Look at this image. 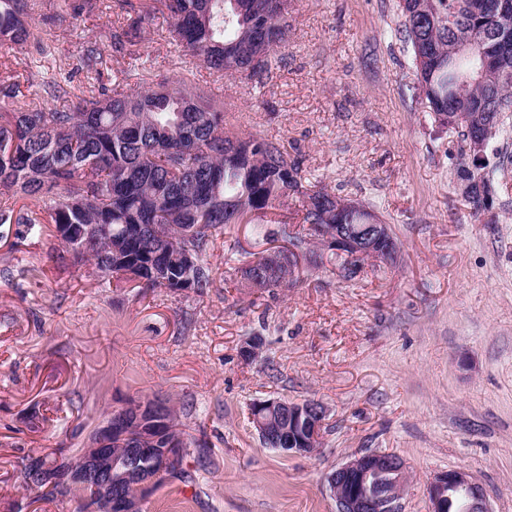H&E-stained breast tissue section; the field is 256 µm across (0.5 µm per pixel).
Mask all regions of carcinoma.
Wrapping results in <instances>:
<instances>
[{
    "mask_svg": "<svg viewBox=\"0 0 512 512\" xmlns=\"http://www.w3.org/2000/svg\"><path fill=\"white\" fill-rule=\"evenodd\" d=\"M286 0H117L126 24L112 34V50L133 54L141 31L156 15L170 38L202 66L225 76L259 80L284 41ZM500 0H400L398 33L410 47L426 106L456 135L457 175L492 194L486 167L470 168L462 143L479 130L456 113L512 112V44L498 39L512 30V13H499ZM27 0H0V44L28 41ZM469 37L476 51L461 53ZM100 52L89 43L82 68L97 71ZM69 95L56 78L43 83L41 99L25 112L0 111V186L34 201L22 210L0 203V224H22L39 236L55 225L67 244L64 225L92 229L72 252L91 262L103 278L145 281L149 288H185L187 257L196 263L192 288L210 287L202 259L228 224H243L291 195L305 197L303 222L311 236L320 224H359L363 208L336 212V194L309 189L301 161L260 135L224 131V112L203 96L164 83L111 94L101 90L66 109L45 106ZM37 499L66 498L85 512L93 494L85 486L65 490L57 483L35 488Z\"/></svg>",
    "mask_w": 512,
    "mask_h": 512,
    "instance_id": "obj_1",
    "label": "carcinoma"
}]
</instances>
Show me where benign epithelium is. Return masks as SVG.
I'll use <instances>...</instances> for the list:
<instances>
[{
	"mask_svg": "<svg viewBox=\"0 0 512 512\" xmlns=\"http://www.w3.org/2000/svg\"><path fill=\"white\" fill-rule=\"evenodd\" d=\"M496 129L490 121L467 139L465 151L472 165L484 164L485 152ZM319 229L321 243L344 261L340 269L343 277L365 260L379 266L388 265L394 256L387 225L373 214L364 217L356 232L346 224L321 225ZM264 257L267 264L282 265L286 271L298 267L297 255L285 262L279 251L273 250ZM130 407L136 412L132 424L126 420ZM130 407L107 415L90 436L79 465L73 466L60 457L27 463L23 476L29 486L35 488L44 481L59 480L77 488L91 485L96 497L88 512H143L151 491L180 469L184 449L173 442L164 448L156 447L167 403L146 399ZM251 416L259 435L288 440L287 453L307 455L319 446L325 411L318 402L266 400L253 406ZM381 477L388 478L390 487L375 492L373 487ZM406 479L403 458L394 453H372L338 467L327 477V482L336 499L337 512H398L400 491ZM459 490L465 492L461 512H490L483 489L460 470L439 473L432 479L430 512H448V501Z\"/></svg>",
	"mask_w": 512,
	"mask_h": 512,
	"instance_id": "7a95c632",
	"label": "benign epithelium"
}]
</instances>
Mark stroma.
Masks as SVG:
<instances>
[{
    "label": "stroma",
    "mask_w": 512,
    "mask_h": 512,
    "mask_svg": "<svg viewBox=\"0 0 512 512\" xmlns=\"http://www.w3.org/2000/svg\"><path fill=\"white\" fill-rule=\"evenodd\" d=\"M52 40L0 46V109L30 108L38 86L70 77L71 100L98 87L187 84L224 104L226 131L257 133L298 157L312 184L369 204L399 253L361 276L307 238L288 286L251 287L241 269L302 229L301 198L225 228L205 255L204 293L106 280L74 261L46 225L0 226V512H70L21 485L20 464L79 448L131 399H170L189 446L180 474L145 512H336L327 477L354 457L390 452L408 479L402 512H430V481L457 469L492 512H512V163L493 174L496 223L457 186L448 130L416 96L398 0H291L288 36L262 81L219 76L147 27L134 55H112L116 0H29ZM100 46L97 74L80 67ZM255 345V357L243 354ZM267 399L316 401L319 450L277 451L251 419Z\"/></svg>",
    "instance_id": "obj_1"
}]
</instances>
